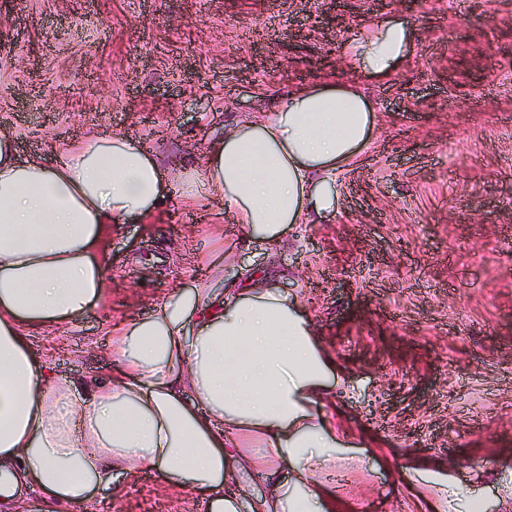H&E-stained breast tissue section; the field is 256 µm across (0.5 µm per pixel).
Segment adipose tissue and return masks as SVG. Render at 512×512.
<instances>
[{"label":"adipose tissue","instance_id":"obj_1","mask_svg":"<svg viewBox=\"0 0 512 512\" xmlns=\"http://www.w3.org/2000/svg\"><path fill=\"white\" fill-rule=\"evenodd\" d=\"M417 39L411 20L388 15L342 52L385 78ZM375 122L354 86H305L211 141L198 186L250 241L279 247L290 225L335 212L336 177ZM171 187L156 154L126 136L92 135L49 164L19 159L0 133V512H73L115 474L145 468L202 494L208 512H337L322 481L338 445L322 400L344 377L298 296L269 278L221 289L199 278L116 327L121 362L107 380L59 378L27 342L102 300L107 226L152 216ZM259 464L263 494L246 503L226 491Z\"/></svg>","mask_w":512,"mask_h":512}]
</instances>
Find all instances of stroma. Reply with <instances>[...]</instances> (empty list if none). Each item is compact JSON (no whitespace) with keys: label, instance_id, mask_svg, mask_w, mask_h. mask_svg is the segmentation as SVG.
I'll return each mask as SVG.
<instances>
[{"label":"stroma","instance_id":"35a3bbf8","mask_svg":"<svg viewBox=\"0 0 512 512\" xmlns=\"http://www.w3.org/2000/svg\"><path fill=\"white\" fill-rule=\"evenodd\" d=\"M0 0V131L20 158L53 161L94 131L126 134L165 169L201 167L211 140L280 95L344 80L376 103L373 144L338 176L340 204L290 228L287 245H242L221 202L174 192L108 230L103 300L33 350L61 378H107L110 326L146 318L231 254L214 287L253 272L299 294L346 384L330 394L349 445L326 475L343 512H429L444 467L451 512H512V0L396 6L419 38L392 77L348 68L341 45L372 0ZM423 476L396 482L405 456ZM76 512H204L153 470Z\"/></svg>","mask_w":512,"mask_h":512}]
</instances>
